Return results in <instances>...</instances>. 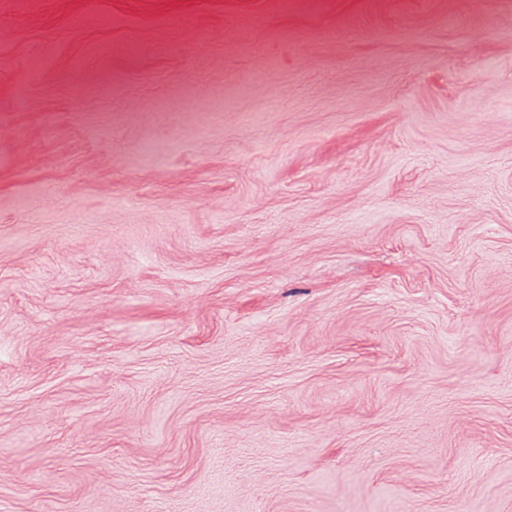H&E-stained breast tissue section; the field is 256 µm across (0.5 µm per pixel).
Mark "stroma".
I'll return each mask as SVG.
<instances>
[{
	"instance_id": "obj_1",
	"label": "stroma",
	"mask_w": 512,
	"mask_h": 512,
	"mask_svg": "<svg viewBox=\"0 0 512 512\" xmlns=\"http://www.w3.org/2000/svg\"><path fill=\"white\" fill-rule=\"evenodd\" d=\"M1 28L0 512H512V0Z\"/></svg>"
}]
</instances>
